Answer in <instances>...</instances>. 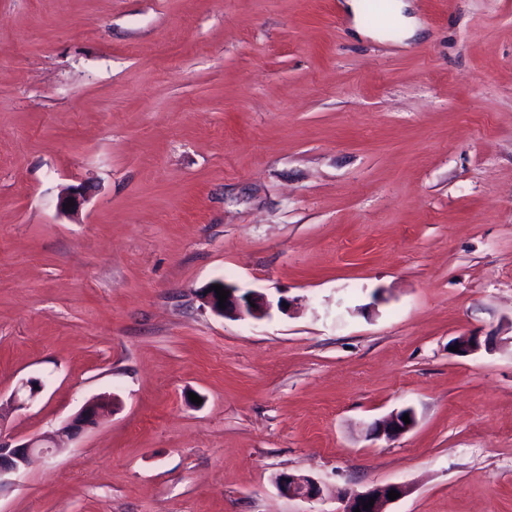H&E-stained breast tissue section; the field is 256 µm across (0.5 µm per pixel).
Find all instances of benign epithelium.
<instances>
[{"instance_id": "7a95c632", "label": "benign epithelium", "mask_w": 512, "mask_h": 512, "mask_svg": "<svg viewBox=\"0 0 512 512\" xmlns=\"http://www.w3.org/2000/svg\"><path fill=\"white\" fill-rule=\"evenodd\" d=\"M219 285L228 291V298L223 308L219 307V299L215 291L207 288L203 292L204 302L214 313L235 319L245 317L263 319L270 315L272 303L265 295L252 291L241 294L239 288L224 281L219 282ZM454 345L459 347L457 355L467 356L479 349L480 341L477 336H460L454 339ZM112 404V397L109 395L89 400L60 429L45 432L22 443H13L0 438V488L8 483L6 477L19 473L33 456L44 455L51 449L59 447L61 434L74 435L92 426L102 413L112 409ZM405 415L409 416L408 424L402 420ZM415 422L413 410L403 409L376 421L371 431L376 438L390 441L412 429ZM276 483L281 493L289 497L315 500L320 496V485L310 476L281 473L277 476ZM391 490L397 491L402 496L406 493L405 487L399 483L379 485L362 492H347L344 494V505L340 512H353L357 508L360 512H386V507L391 504L388 498V492ZM371 498L374 499V505L367 509L365 503Z\"/></svg>"}]
</instances>
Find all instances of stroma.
<instances>
[{
  "mask_svg": "<svg viewBox=\"0 0 512 512\" xmlns=\"http://www.w3.org/2000/svg\"><path fill=\"white\" fill-rule=\"evenodd\" d=\"M408 2L0 0V437L115 399L0 512H512V0ZM213 285H221L225 291H229L228 298L226 299L225 308H219V299L215 290H210ZM239 288L230 285L225 281L214 282L209 288L203 292V300L206 305L217 315L224 316V318L241 319L250 317L253 319H263L270 315L272 303L268 298L260 293L248 291L239 294ZM251 297V301H248ZM255 303L256 308L251 306ZM404 415H408L410 419L409 424H405L402 420ZM416 418L412 409H403L400 411L392 412L387 417L377 420L372 428V434L378 438H384L388 441L394 440L408 432L415 425ZM276 483L281 493L289 497L315 500L320 496V485L310 476L281 473ZM390 490H395L400 493V497L396 498L394 501L389 500L388 492ZM405 493V487L399 483L379 485L362 492H346L343 497V508L339 512H353L356 508H359L360 512H388L386 511V507L399 500ZM370 498L374 499V505L369 509H365V503L369 505Z\"/></svg>",
  "mask_w": 512,
  "mask_h": 512,
  "instance_id": "35a3bbf8",
  "label": "stroma"
}]
</instances>
